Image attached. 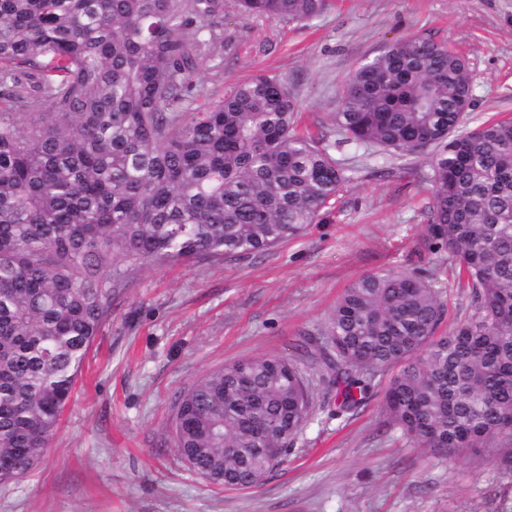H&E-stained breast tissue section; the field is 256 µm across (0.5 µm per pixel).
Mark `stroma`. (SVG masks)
Returning a JSON list of instances; mask_svg holds the SVG:
<instances>
[{
    "mask_svg": "<svg viewBox=\"0 0 512 512\" xmlns=\"http://www.w3.org/2000/svg\"><path fill=\"white\" fill-rule=\"evenodd\" d=\"M224 39L201 62L183 103L219 100L272 73L296 97L301 124L336 144L345 79L409 37L466 56V127L512 117V0H329L319 16L247 18L224 0ZM349 169L322 221L271 249L145 265L112 301L43 458L0 482V512H499L512 476L491 454H442L386 433L382 387L337 415L336 386L308 374L310 416L287 458L254 488L216 487L174 447L177 399L207 371L255 355L295 357L298 336L324 335L358 277L394 268L428 277L447 306L448 335L471 312L456 263L427 237L432 175L421 156L337 147Z\"/></svg>",
    "mask_w": 512,
    "mask_h": 512,
    "instance_id": "obj_1",
    "label": "stroma"
}]
</instances>
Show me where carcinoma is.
I'll return each instance as SVG.
<instances>
[{"label":"carcinoma","instance_id":"obj_1","mask_svg":"<svg viewBox=\"0 0 512 512\" xmlns=\"http://www.w3.org/2000/svg\"><path fill=\"white\" fill-rule=\"evenodd\" d=\"M246 16L312 19L326 0H238ZM224 0H0V481L42 457L117 289L134 270L258 252L321 220L348 181L297 130L278 75L180 106L222 40ZM467 58L443 42L388 44L345 80L339 142L430 157L429 239L460 261L471 314L435 336L443 301L383 270L345 289L302 357L256 356L202 375L176 404L174 443L209 483L259 484L306 423V372L339 413L386 376L388 427L421 448L497 455L512 474V118L462 128Z\"/></svg>","mask_w":512,"mask_h":512}]
</instances>
